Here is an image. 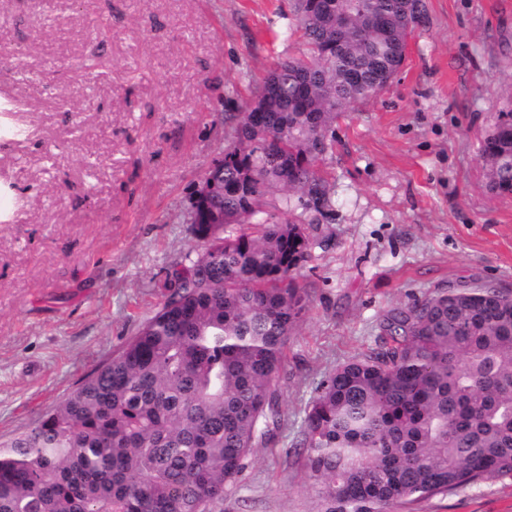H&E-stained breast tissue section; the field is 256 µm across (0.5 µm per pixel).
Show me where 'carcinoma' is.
I'll list each match as a JSON object with an SVG mask.
<instances>
[{"label": "carcinoma", "instance_id": "1", "mask_svg": "<svg viewBox=\"0 0 512 512\" xmlns=\"http://www.w3.org/2000/svg\"><path fill=\"white\" fill-rule=\"evenodd\" d=\"M295 0L308 51L278 63L194 193L200 242L129 342L35 425L0 443V512H224L282 422L278 374L309 296L307 225L330 185L331 124L369 101L427 20L424 0ZM489 190L512 195V110L480 143ZM303 211L295 213L292 198ZM382 345L326 375L302 448L325 512H389L408 498L512 477V293L454 288L394 307Z\"/></svg>", "mask_w": 512, "mask_h": 512}]
</instances>
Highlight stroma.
Here are the masks:
<instances>
[{
	"label": "stroma",
	"mask_w": 512,
	"mask_h": 512,
	"mask_svg": "<svg viewBox=\"0 0 512 512\" xmlns=\"http://www.w3.org/2000/svg\"><path fill=\"white\" fill-rule=\"evenodd\" d=\"M425 2L402 70L331 127L283 427L224 512H321L296 450L304 410L374 347L387 310L465 285L512 292V196L488 191L479 162L512 109V0ZM304 49L292 0H0V441L158 310L197 246L190 202L226 116ZM392 512H512V478Z\"/></svg>",
	"instance_id": "stroma-1"
}]
</instances>
